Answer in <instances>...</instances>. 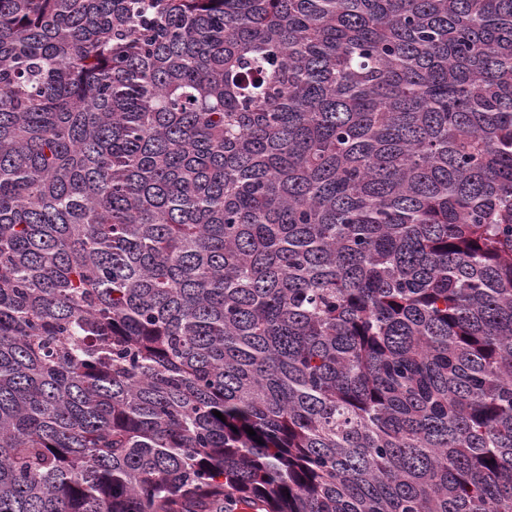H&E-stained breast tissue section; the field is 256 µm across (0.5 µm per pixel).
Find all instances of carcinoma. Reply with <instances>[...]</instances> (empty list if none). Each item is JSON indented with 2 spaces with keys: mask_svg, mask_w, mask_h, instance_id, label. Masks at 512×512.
<instances>
[{
  "mask_svg": "<svg viewBox=\"0 0 512 512\" xmlns=\"http://www.w3.org/2000/svg\"><path fill=\"white\" fill-rule=\"evenodd\" d=\"M244 506L512 512V0H0V512Z\"/></svg>",
  "mask_w": 512,
  "mask_h": 512,
  "instance_id": "1",
  "label": "carcinoma"
}]
</instances>
